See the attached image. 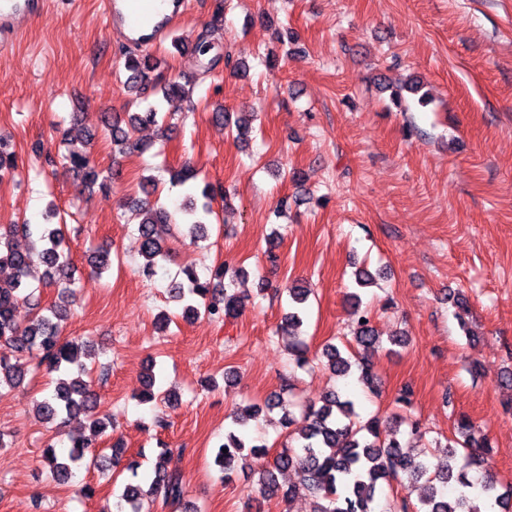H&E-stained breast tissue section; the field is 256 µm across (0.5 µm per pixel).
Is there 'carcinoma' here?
Returning <instances> with one entry per match:
<instances>
[{
    "label": "carcinoma",
    "mask_w": 512,
    "mask_h": 512,
    "mask_svg": "<svg viewBox=\"0 0 512 512\" xmlns=\"http://www.w3.org/2000/svg\"><path fill=\"white\" fill-rule=\"evenodd\" d=\"M165 66L166 60L161 57L137 49L124 52L126 89L144 102V106L139 112L127 113L124 123L111 119L105 112L99 115L97 127L109 135L113 152L146 150L145 144L133 138L137 130L146 126L157 128L161 137H167L174 114L163 111V102L193 103L194 84L188 80L162 79ZM215 119L235 139L245 141L246 121L231 123L221 112L216 113ZM62 160L76 173L83 188L111 190L112 177L91 163L87 151L72 149ZM16 168L14 152L0 139V180L12 175ZM170 180L175 186L187 187L184 199L176 208L169 209L148 197L130 201L138 221L140 270L148 279L154 277L156 268L169 253L166 236L172 227H182V235L196 244L208 238L210 216L214 214V188L207 182L198 184L197 174L188 165L171 174ZM17 237L24 239L25 247L14 243ZM35 253L44 266L36 285L29 281ZM89 263L99 274L108 271L110 250L98 249ZM0 269L10 270L7 278H0V389L20 387L31 367L47 375L54 374L53 390L36 403L38 416L47 423L65 424L80 415L88 421L90 435L73 439L68 453L57 451L52 443L42 451L45 469L53 478L64 482L71 476L72 465L98 466L104 462V456L98 452L97 437L112 426V414L97 410L94 380L85 363L92 358V351L78 339L63 335V322L76 302V291L74 263L61 225L24 221L0 226ZM242 273L244 270L232 259L222 262L207 277L186 266L182 269L184 282L173 286L171 293L186 301L183 307L186 319L201 315L222 322L235 319L243 310V300L232 290V284ZM47 287L57 289V300L43 307L40 294ZM311 293L312 289L301 284L288 288L291 307L284 314L280 329L288 330L302 323L303 305ZM352 297L356 349L345 355L336 345L327 344L315 359L325 360L334 375L352 376L363 388L375 392L380 379L373 356L384 349L391 352L395 346H405L408 337L402 334L383 339L370 313L360 307V297L355 293ZM21 306L29 309L28 317L18 316ZM290 353L299 368L312 361L307 344L299 338ZM138 401L142 404L160 401L172 406L179 396L156 386L154 365L150 363L145 368ZM264 408L282 410L284 426L289 429L273 466L257 480L259 490L267 497L284 501L293 497L296 487L281 486L276 476L278 472L293 470L299 476V487L313 500L314 512H375L383 487L397 479L422 485L421 507L403 496L392 499L382 512H481L477 498L469 492L475 487L484 500L501 508L512 501V487L499 492V483L487 470L492 448L488 434L469 416L461 414L455 419V439L444 446V462L434 465L429 458L418 459L406 450L400 429L402 421L391 423L373 415L362 422L354 401L336 391L309 404L299 419L292 412L293 403L286 402L280 393L269 397L262 408L254 406L235 415L213 459L214 465L224 473V479H231L248 456L267 452V445L250 437L247 430L249 422ZM157 445L159 450L149 471H141V463L135 459L126 465L137 482L126 484L106 512H142V501L146 498L161 499L169 512H187L183 478L167 468V445L161 441Z\"/></svg>",
    "instance_id": "cac0c4a2"
}]
</instances>
